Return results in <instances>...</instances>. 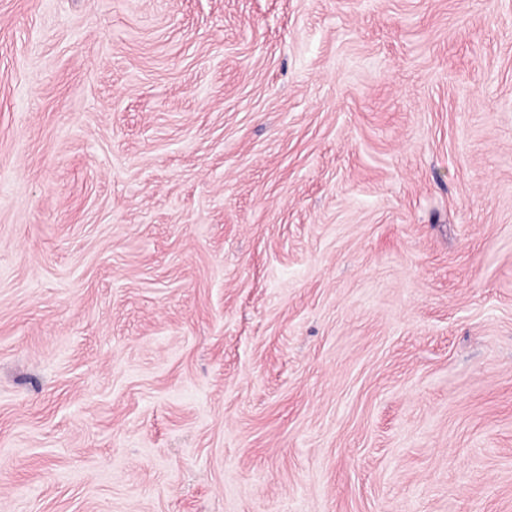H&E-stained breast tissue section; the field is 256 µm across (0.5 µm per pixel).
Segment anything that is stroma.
<instances>
[{"instance_id":"1","label":"stroma","mask_w":512,"mask_h":512,"mask_svg":"<svg viewBox=\"0 0 512 512\" xmlns=\"http://www.w3.org/2000/svg\"><path fill=\"white\" fill-rule=\"evenodd\" d=\"M0 512H512V0H0Z\"/></svg>"}]
</instances>
